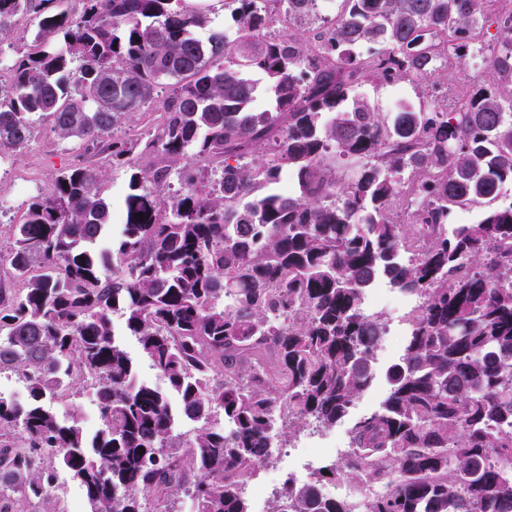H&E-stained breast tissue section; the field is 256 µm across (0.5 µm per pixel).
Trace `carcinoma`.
Here are the masks:
<instances>
[{"label":"carcinoma","mask_w":512,"mask_h":512,"mask_svg":"<svg viewBox=\"0 0 512 512\" xmlns=\"http://www.w3.org/2000/svg\"><path fill=\"white\" fill-rule=\"evenodd\" d=\"M58 2L0 0V42L15 17L38 20L0 90V153L41 121L133 173L109 257L112 201L87 166L28 203L0 254L19 284L0 295V373L27 390L0 396V512H63L60 468L91 512H171L181 494L196 512H249L241 486L271 437L335 425L372 384L384 324L364 302L382 278L420 298L390 392L348 455L288 481L271 512H512V201L448 229L456 207L512 182V16L482 0H341L314 51L271 29L317 0H224L232 42L200 39L209 20L188 0ZM489 22L494 80L455 111L386 117L354 94L439 77L442 37L462 60ZM147 111L161 114L147 141L114 137ZM115 312L169 394L136 381ZM88 381L90 440L52 412ZM326 477L359 502L320 500Z\"/></svg>","instance_id":"cac0c4a2"}]
</instances>
